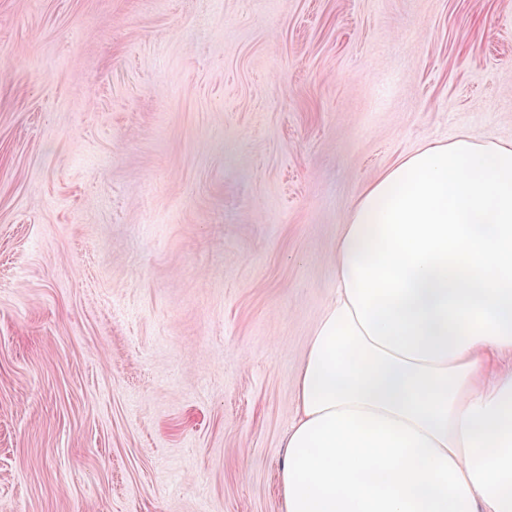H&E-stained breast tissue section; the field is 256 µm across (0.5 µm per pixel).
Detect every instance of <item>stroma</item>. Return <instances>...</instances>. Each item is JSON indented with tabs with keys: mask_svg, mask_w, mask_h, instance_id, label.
Returning <instances> with one entry per match:
<instances>
[{
	"mask_svg": "<svg viewBox=\"0 0 512 512\" xmlns=\"http://www.w3.org/2000/svg\"><path fill=\"white\" fill-rule=\"evenodd\" d=\"M512 142V0H0V512H283L336 242Z\"/></svg>",
	"mask_w": 512,
	"mask_h": 512,
	"instance_id": "35a3bbf8",
	"label": "stroma"
}]
</instances>
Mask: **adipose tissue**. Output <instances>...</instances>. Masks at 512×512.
Wrapping results in <instances>:
<instances>
[{
    "instance_id": "obj_1",
    "label": "adipose tissue",
    "mask_w": 512,
    "mask_h": 512,
    "mask_svg": "<svg viewBox=\"0 0 512 512\" xmlns=\"http://www.w3.org/2000/svg\"><path fill=\"white\" fill-rule=\"evenodd\" d=\"M294 401L284 512H512V143L426 144L362 191Z\"/></svg>"
}]
</instances>
